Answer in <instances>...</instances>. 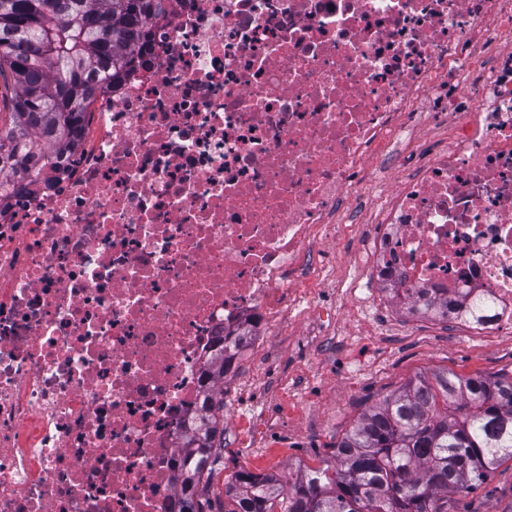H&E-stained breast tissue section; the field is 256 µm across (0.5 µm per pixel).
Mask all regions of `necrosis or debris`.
<instances>
[{
	"label": "necrosis or debris",
	"mask_w": 512,
	"mask_h": 512,
	"mask_svg": "<svg viewBox=\"0 0 512 512\" xmlns=\"http://www.w3.org/2000/svg\"><path fill=\"white\" fill-rule=\"evenodd\" d=\"M154 4L63 164L0 180V512H178L211 356L316 304L365 182L363 302L512 334V0Z\"/></svg>",
	"instance_id": "1"
}]
</instances>
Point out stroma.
I'll return each mask as SVG.
<instances>
[{"label":"stroma","instance_id":"stroma-1","mask_svg":"<svg viewBox=\"0 0 512 512\" xmlns=\"http://www.w3.org/2000/svg\"><path fill=\"white\" fill-rule=\"evenodd\" d=\"M356 225L312 261L311 287L333 316L296 313L265 329L224 383V450L209 494L215 507L237 472L279 475L332 462L363 411L410 379L439 369L460 376L512 375V337L395 312L379 302L369 316L349 290L362 270ZM448 512H512V460L474 491L450 497Z\"/></svg>","mask_w":512,"mask_h":512}]
</instances>
